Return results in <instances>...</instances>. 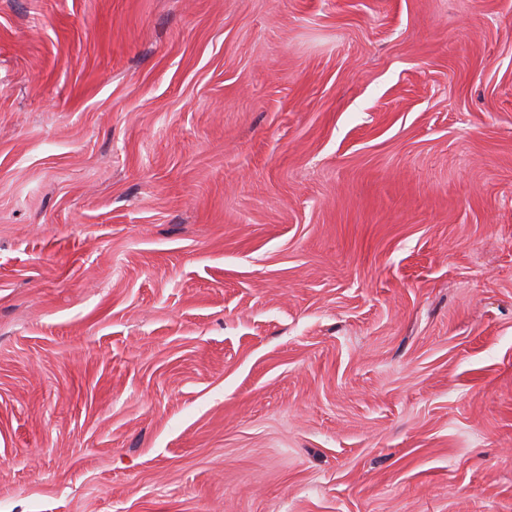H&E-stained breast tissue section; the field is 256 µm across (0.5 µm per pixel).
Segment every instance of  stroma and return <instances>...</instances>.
Returning a JSON list of instances; mask_svg holds the SVG:
<instances>
[{"label":"stroma","mask_w":512,"mask_h":512,"mask_svg":"<svg viewBox=\"0 0 512 512\" xmlns=\"http://www.w3.org/2000/svg\"><path fill=\"white\" fill-rule=\"evenodd\" d=\"M0 512H512V0H0Z\"/></svg>","instance_id":"1"}]
</instances>
